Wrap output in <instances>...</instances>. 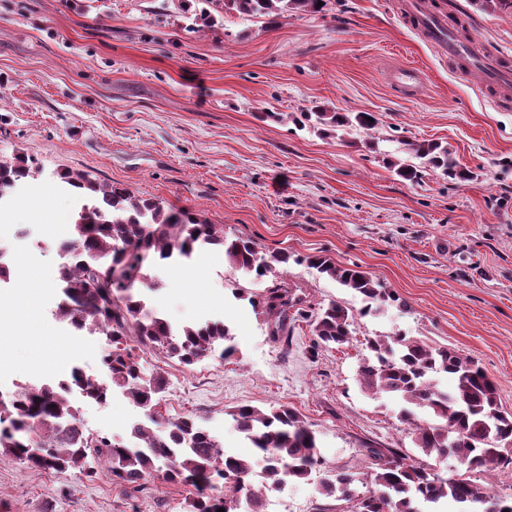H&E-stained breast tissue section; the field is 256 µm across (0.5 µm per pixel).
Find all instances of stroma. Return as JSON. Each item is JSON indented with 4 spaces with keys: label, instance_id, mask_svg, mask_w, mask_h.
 <instances>
[{
    "label": "stroma",
    "instance_id": "obj_1",
    "mask_svg": "<svg viewBox=\"0 0 512 512\" xmlns=\"http://www.w3.org/2000/svg\"><path fill=\"white\" fill-rule=\"evenodd\" d=\"M401 2L327 0L322 12L274 27L226 10L215 27L190 29L180 0H0V157L21 152L39 166L30 190L11 193L0 249L32 268L44 290L36 334L25 338L11 323L21 311L16 285L0 287V394L64 378L75 364L107 377L105 338H76L49 315L60 298L57 232L76 208L53 178L80 172L266 251L358 264L402 300L365 315L361 296L289 264L286 282L312 309L335 301L355 315L350 343L318 348L310 320L294 317L287 335L274 337L263 315L233 295L263 292L270 278H244L219 255L206 265L196 256L151 266L159 288L147 294L150 310L176 325L226 322L237 348L231 359L189 368L139 350L145 372L167 382L159 413L198 416L225 452L241 456L250 443L229 416L241 404L294 408L316 432L320 470L270 493L266 512H353L317 486L337 471L366 478L370 446L512 497V460L485 475L454 456L425 457L399 403L369 396L357 377L367 339L400 333L477 361L501 410L512 413V96L440 56L407 23ZM445 9L464 14L474 40L512 58V10L474 0H445ZM408 64L423 72L417 97L393 81ZM317 106L371 112L378 123L325 137L292 122ZM271 112L283 120H268ZM407 140L447 145L476 179L454 184L427 170L419 182L400 180L391 165L408 161ZM18 224L38 225L41 250L14 240ZM79 408L95 435H125L142 415L120 395ZM195 494L158 480L131 492L104 465L90 474L44 471L0 454V512H188Z\"/></svg>",
    "mask_w": 512,
    "mask_h": 512
}]
</instances>
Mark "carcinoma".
Instances as JSON below:
<instances>
[{
	"mask_svg": "<svg viewBox=\"0 0 512 512\" xmlns=\"http://www.w3.org/2000/svg\"><path fill=\"white\" fill-rule=\"evenodd\" d=\"M264 18L269 24L290 15L320 12L318 0H181L186 19L206 27L214 24L210 8ZM306 119L331 128L355 124L370 130L377 119L370 112H303ZM408 153L425 168L457 181L473 178L454 153L438 142H405ZM35 160L19 153L0 166V191L34 177ZM58 178L84 202L75 213L59 250L66 261L59 268L62 298L55 316L85 335L103 334L113 348L104 353L109 381L100 382L77 366L52 383H26L7 399L0 398V453L29 468L92 473L93 464L107 463L112 481L137 491L141 483L164 473L167 483H184L197 490L190 512H265L268 492L287 480L308 481L322 460L315 431L299 412L285 405L261 409L249 404L229 412L236 429L262 460L228 455L223 445L189 416L156 428L153 414L130 426L137 445L92 436L86 432L71 398L74 391L104 403L120 392L138 407L152 409L166 388L159 374H146L138 357L121 344L134 338L140 347L158 350L189 367L207 357L224 358L236 351L232 329L220 321L174 326L146 311L141 290L153 289L148 274L153 262L190 259L196 253H220L233 269L253 279L281 277L289 263L304 264L362 296L361 314L377 312L399 297L357 267L341 266L320 255L266 253L242 237L224 235V225L208 224L187 210L168 208L160 200L141 198L129 189L97 183L82 173L61 172ZM271 321L270 334L288 335V311L305 303L303 297L275 283L260 295L234 293ZM353 315L331 302L312 320L316 344L341 346L350 341ZM371 355L358 367L361 385L373 395L388 394L402 403L401 418L409 422L415 444L426 456L454 455L472 469L512 449V414L500 410L492 379L473 360L445 346L434 347L402 334L367 341ZM452 382L442 390L440 380ZM430 419L415 421V411ZM375 469L371 489L359 495L356 477L337 472L320 483L321 494L356 501L355 512H428L451 501L458 512H512L506 502L468 478H444L423 464L405 462L394 448H368Z\"/></svg>",
	"mask_w": 512,
	"mask_h": 512,
	"instance_id": "cac0c4a2",
	"label": "carcinoma"
}]
</instances>
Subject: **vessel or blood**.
<instances>
[{"label":"vessel or blood","instance_id":"vessel-or-blood-1","mask_svg":"<svg viewBox=\"0 0 512 512\" xmlns=\"http://www.w3.org/2000/svg\"><path fill=\"white\" fill-rule=\"evenodd\" d=\"M405 13L408 24L420 31L443 57L462 61L468 71L482 77L486 86L502 90L512 84V64L502 63L494 52L461 37L446 13L430 9L425 0H409Z\"/></svg>","mask_w":512,"mask_h":512}]
</instances>
